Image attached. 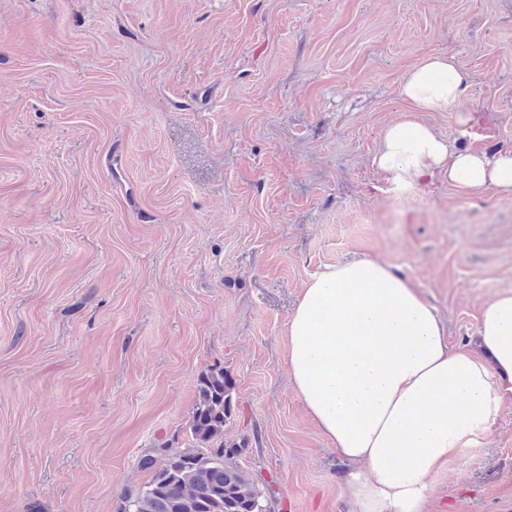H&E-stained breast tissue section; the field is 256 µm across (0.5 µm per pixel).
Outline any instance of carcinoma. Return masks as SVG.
<instances>
[{
  "mask_svg": "<svg viewBox=\"0 0 512 512\" xmlns=\"http://www.w3.org/2000/svg\"><path fill=\"white\" fill-rule=\"evenodd\" d=\"M235 407L229 374L221 367L202 372L190 416L196 447L144 460L152 478L123 493L118 512H274L263 486L230 462L237 445L224 447Z\"/></svg>",
  "mask_w": 512,
  "mask_h": 512,
  "instance_id": "obj_1",
  "label": "carcinoma"
}]
</instances>
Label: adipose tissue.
<instances>
[{"mask_svg": "<svg viewBox=\"0 0 512 512\" xmlns=\"http://www.w3.org/2000/svg\"><path fill=\"white\" fill-rule=\"evenodd\" d=\"M470 86L454 55L403 81L418 112L456 110ZM376 168L397 193L435 175L471 190L512 191V151L451 147L427 124L383 132ZM476 349H450L435 308L388 262L326 266L288 325V375L319 432L348 466L347 512H426L429 475L479 447L512 399V290L482 306Z\"/></svg>", "mask_w": 512, "mask_h": 512, "instance_id": "1", "label": "adipose tissue"}]
</instances>
